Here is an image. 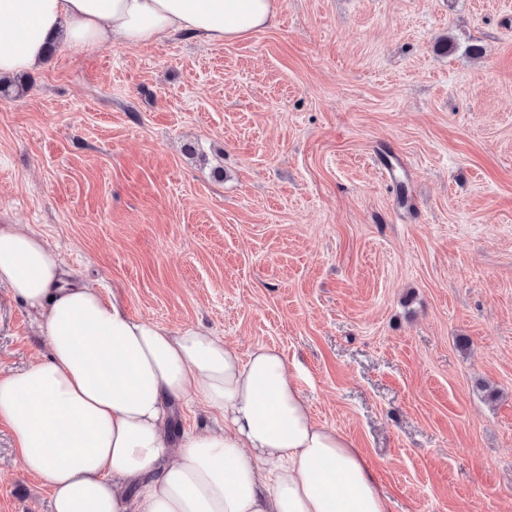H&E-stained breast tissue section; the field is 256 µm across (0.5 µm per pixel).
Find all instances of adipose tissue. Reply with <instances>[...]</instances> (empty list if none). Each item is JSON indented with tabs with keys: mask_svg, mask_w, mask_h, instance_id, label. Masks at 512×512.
<instances>
[{
	"mask_svg": "<svg viewBox=\"0 0 512 512\" xmlns=\"http://www.w3.org/2000/svg\"><path fill=\"white\" fill-rule=\"evenodd\" d=\"M278 0H0V78L49 44L213 42L270 26ZM0 280L42 316L50 353L0 377V420L53 512H389L362 451L314 420L277 348L240 356L200 327L135 319L73 281L25 224H0ZM224 424L171 440L173 403Z\"/></svg>",
	"mask_w": 512,
	"mask_h": 512,
	"instance_id": "obj_1",
	"label": "adipose tissue"
}]
</instances>
